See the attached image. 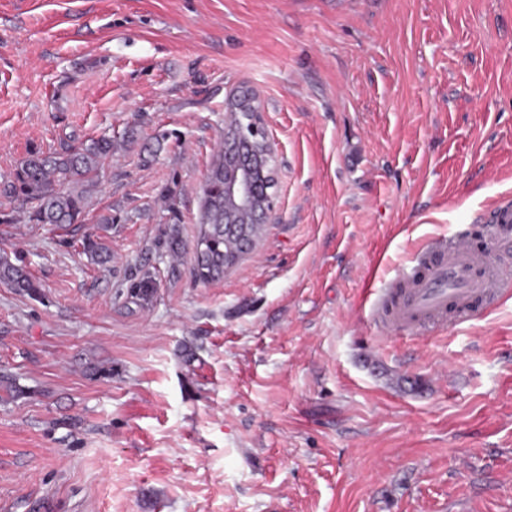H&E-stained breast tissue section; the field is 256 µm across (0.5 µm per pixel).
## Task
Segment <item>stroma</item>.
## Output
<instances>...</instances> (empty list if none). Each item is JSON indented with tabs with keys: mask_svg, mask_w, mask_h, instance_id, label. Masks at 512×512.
Wrapping results in <instances>:
<instances>
[{
	"mask_svg": "<svg viewBox=\"0 0 512 512\" xmlns=\"http://www.w3.org/2000/svg\"><path fill=\"white\" fill-rule=\"evenodd\" d=\"M240 89L275 207L202 283ZM103 137L78 223L0 194L39 285L0 284V512H512V298L397 333L369 310L512 198V0H0V185Z\"/></svg>",
	"mask_w": 512,
	"mask_h": 512,
	"instance_id": "stroma-1",
	"label": "stroma"
}]
</instances>
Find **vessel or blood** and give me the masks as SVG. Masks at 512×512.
Here are the masks:
<instances>
[{
    "label": "vessel or blood",
    "instance_id": "1",
    "mask_svg": "<svg viewBox=\"0 0 512 512\" xmlns=\"http://www.w3.org/2000/svg\"><path fill=\"white\" fill-rule=\"evenodd\" d=\"M483 220L491 228L488 244L476 245L465 230H457L418 253L410 279L382 291L375 311L384 314L390 329L420 328L451 313L461 317L501 296L494 255L512 244V201L500 202Z\"/></svg>",
    "mask_w": 512,
    "mask_h": 512
}]
</instances>
